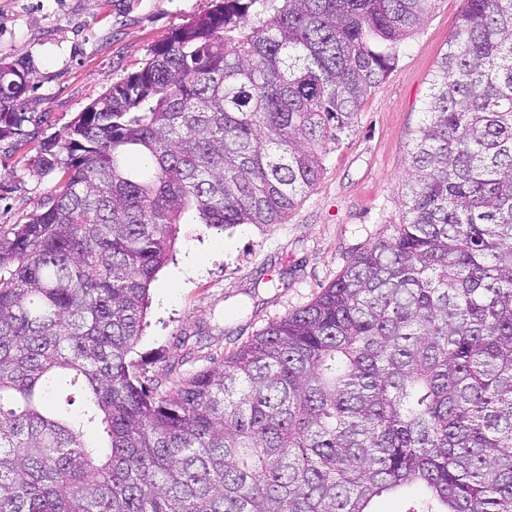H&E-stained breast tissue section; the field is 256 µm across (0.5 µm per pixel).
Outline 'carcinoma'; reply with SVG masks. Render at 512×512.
I'll list each match as a JSON object with an SVG mask.
<instances>
[{
    "mask_svg": "<svg viewBox=\"0 0 512 512\" xmlns=\"http://www.w3.org/2000/svg\"><path fill=\"white\" fill-rule=\"evenodd\" d=\"M437 2L218 0L43 142L61 184L0 231V512H512V0H467L389 236L169 386L131 358L181 215L279 223ZM30 88L0 62V138Z\"/></svg>",
    "mask_w": 512,
    "mask_h": 512,
    "instance_id": "obj_1",
    "label": "carcinoma"
}]
</instances>
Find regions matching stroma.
<instances>
[{"mask_svg": "<svg viewBox=\"0 0 512 512\" xmlns=\"http://www.w3.org/2000/svg\"><path fill=\"white\" fill-rule=\"evenodd\" d=\"M214 0H0V60L32 89L29 120L0 139V229L23 223L60 171L32 160L50 136L113 83L141 69L154 44ZM466 7L439 0L393 71L361 102L316 185L278 224L216 230L179 225L173 259L150 285L134 358L146 375L185 376L309 304L352 256L401 223L411 135L436 64Z\"/></svg>", "mask_w": 512, "mask_h": 512, "instance_id": "1", "label": "stroma"}]
</instances>
